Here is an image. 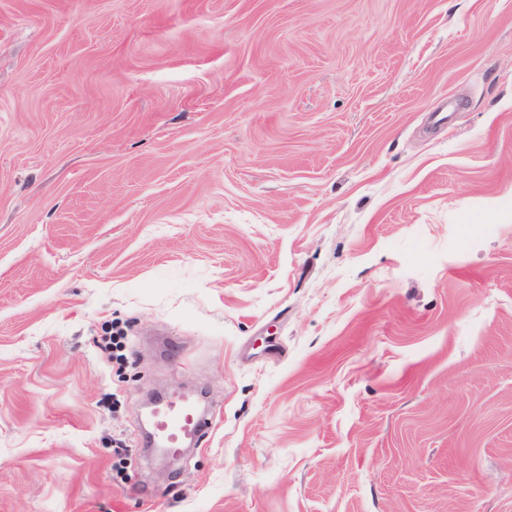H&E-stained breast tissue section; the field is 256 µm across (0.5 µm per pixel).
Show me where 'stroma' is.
I'll list each match as a JSON object with an SVG mask.
<instances>
[{"label": "stroma", "instance_id": "1", "mask_svg": "<svg viewBox=\"0 0 512 512\" xmlns=\"http://www.w3.org/2000/svg\"><path fill=\"white\" fill-rule=\"evenodd\" d=\"M0 512H512V0H0ZM211 425V419L199 411L195 398L175 394L159 408L152 427L153 437L163 449L181 453Z\"/></svg>", "mask_w": 512, "mask_h": 512}]
</instances>
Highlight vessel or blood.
Here are the masks:
<instances>
[{
	"label": "vessel or blood",
	"mask_w": 512,
	"mask_h": 512,
	"mask_svg": "<svg viewBox=\"0 0 512 512\" xmlns=\"http://www.w3.org/2000/svg\"><path fill=\"white\" fill-rule=\"evenodd\" d=\"M211 425L195 398L175 394L160 407L152 427L153 437L163 449L178 453Z\"/></svg>",
	"instance_id": "vessel-or-blood-1"
}]
</instances>
